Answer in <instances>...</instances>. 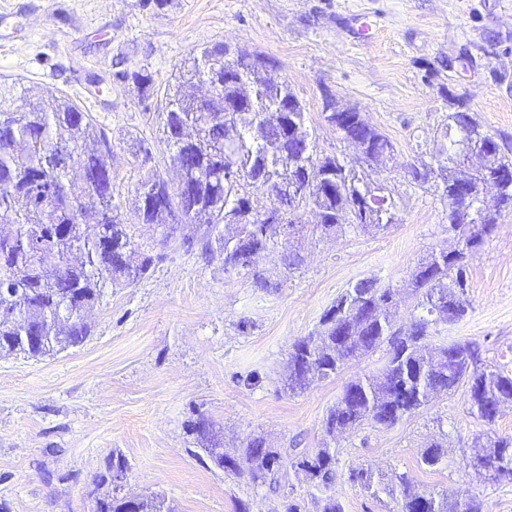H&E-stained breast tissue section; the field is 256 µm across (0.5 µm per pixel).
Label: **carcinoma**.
<instances>
[{
	"label": "carcinoma",
	"instance_id": "1",
	"mask_svg": "<svg viewBox=\"0 0 512 512\" xmlns=\"http://www.w3.org/2000/svg\"><path fill=\"white\" fill-rule=\"evenodd\" d=\"M223 61L218 72L222 87L204 99L189 89L207 81L205 63ZM16 87L0 85V222L14 226L0 236V355L42 357L83 344L89 329L85 313L100 300L107 285H132L148 274L152 258L135 259V249L112 202V143L90 116L64 97L50 96L25 102L15 112ZM236 111L251 112L257 132L225 120V103ZM356 112H331L327 121L340 138L360 136L366 143L364 159L394 156V145L376 129L352 122ZM467 112L448 117L439 150L450 166L461 144L474 140L478 122ZM171 162L190 174V190L170 193L159 175L138 188V212L145 224L187 221L206 227L205 248L224 252V269L254 265L262 251L277 245V238L300 236L305 225L298 211L310 206L321 214L315 228L323 234H346L386 229L396 216V205L381 186L361 181L345 161L333 156L317 159L307 125V112L260 54H241L224 43L201 48L175 74L167 94L164 118ZM98 143L93 153L79 148L88 140ZM492 157L490 175L512 172V160L491 135L481 139ZM295 179L301 193L267 198L264 184ZM448 204L462 208L466 222L461 250L448 257L433 250L410 273V295L424 314L407 329L396 325L398 306L391 288L372 279L356 281L320 318L319 330L297 340L289 352L287 389L303 391L316 379L338 374L348 361L386 347L381 366L373 374L347 382L323 422L324 446L292 449L290 471L282 470L280 455L261 435L249 438L241 449L221 455L214 425L204 418L191 423L201 451L218 468L273 493L289 474L302 477L317 490H328L336 480L338 452L330 446L336 435L369 422L389 428L428 404L432 395L454 388L477 357L470 342L434 346L425 344L432 326L455 323L469 310L466 254L480 247L494 231L501 214L512 210V190L495 205L474 195L465 203L456 198L451 179L443 190ZM380 197L379 209L368 216L358 204ZM94 204L95 224L80 221L85 204ZM471 413L491 422L501 406L512 404V375L484 370L471 377ZM443 447L434 443L421 455V464L441 463ZM128 469L119 453L107 463L98 484L113 482V475ZM384 491L399 494L398 512H479L468 499L452 503L416 492L406 473H392ZM94 512H130L129 500L107 492L94 500Z\"/></svg>",
	"mask_w": 512,
	"mask_h": 512
}]
</instances>
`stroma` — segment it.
<instances>
[{
	"instance_id": "stroma-1",
	"label": "stroma",
	"mask_w": 512,
	"mask_h": 512,
	"mask_svg": "<svg viewBox=\"0 0 512 512\" xmlns=\"http://www.w3.org/2000/svg\"><path fill=\"white\" fill-rule=\"evenodd\" d=\"M224 42L274 62L305 107L315 156H346L364 182L383 185L396 224L326 237L304 207L301 237L254 269L228 272L203 249L198 225L141 222L139 184L155 174L178 183L163 132L172 77L203 46ZM0 81L32 101L68 97L105 130L113 202L135 251L153 258L145 279L104 288L81 346L0 357V512H92L115 452L129 464L121 494L160 493L175 512H278L286 496L321 512V493L305 481L290 478L280 497L200 459L188 424L208 418L227 448L260 434L273 448L321 447L343 386L374 371L384 352L298 394L284 386L288 354L350 283L403 291L423 257L452 246L442 179L417 184L405 171L436 166L449 115L470 112L512 158V0H0ZM329 98L387 136L393 159L361 160L326 122ZM291 249L303 257L295 270L284 262ZM466 270L470 311L438 325L429 342L477 343V369L511 371V211ZM258 274L267 287L255 286ZM469 385L392 427L366 423L339 438L330 494L345 512L398 510L391 496L349 481L361 468L407 473L427 496L512 512V476L475 464L478 444L512 443V404L486 422L469 412ZM434 442L445 455L428 469L420 457Z\"/></svg>"
}]
</instances>
